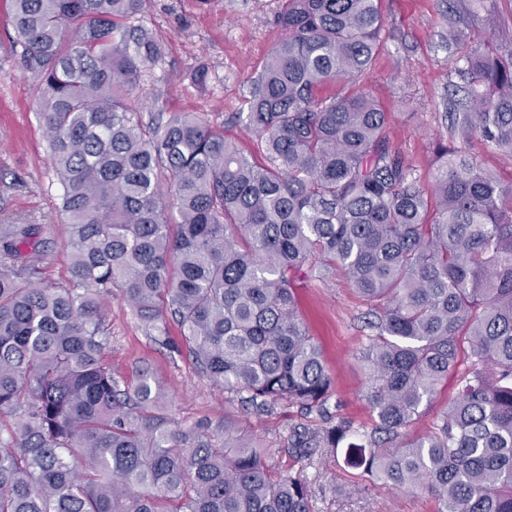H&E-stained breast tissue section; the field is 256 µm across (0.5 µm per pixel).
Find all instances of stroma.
Returning a JSON list of instances; mask_svg holds the SVG:
<instances>
[{
	"label": "stroma",
	"mask_w": 512,
	"mask_h": 512,
	"mask_svg": "<svg viewBox=\"0 0 512 512\" xmlns=\"http://www.w3.org/2000/svg\"><path fill=\"white\" fill-rule=\"evenodd\" d=\"M282 7V0H215L208 9L199 8L196 0H146L137 22L153 32L163 54L138 91L143 116L162 107L193 113L223 129L255 162L264 163L263 151L231 116L246 111L250 85L282 35L277 24ZM451 7L468 21L464 53L512 57V0H381L384 46L372 70L356 80L389 112L390 140L425 183L436 170L434 140L463 144L444 121L465 85L456 55L443 45L448 34L444 15ZM11 10V0H0V224L42 225L50 241L49 251L38 259L42 277L65 285L70 279L66 216L35 87L13 49ZM202 65L209 69V81L201 90L190 76ZM290 278L307 333L334 380L331 405L361 431L371 432L374 419L364 398L368 379L362 361V300L331 272L304 267ZM106 318L111 328L108 361L116 373L132 385L137 369L150 368L168 393L167 417L179 425L204 418L236 422L262 450L273 474H297L306 480L314 512H436L437 501L424 491L379 482L368 493H348L349 475L335 450L291 456L289 429L301 421L296 409L244 413L238 402L225 398L222 387L197 373L171 317L145 329L131 308L115 298Z\"/></svg>",
	"instance_id": "35a3bbf8"
}]
</instances>
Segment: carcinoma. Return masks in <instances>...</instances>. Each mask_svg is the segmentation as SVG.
Masks as SVG:
<instances>
[{"label": "carcinoma", "instance_id": "carcinoma-1", "mask_svg": "<svg viewBox=\"0 0 512 512\" xmlns=\"http://www.w3.org/2000/svg\"><path fill=\"white\" fill-rule=\"evenodd\" d=\"M143 3L12 0L72 252L68 287L28 261L0 268V512H312L306 481L272 479L234 423L176 425L149 370L133 386L112 370L114 297L147 326L170 314L198 373L245 412L321 416L318 431L291 428L289 453L343 448L357 488H424L437 512H512V185L440 141L426 186L373 97L322 94L373 66L378 0H286L237 116L263 167L198 116L146 122L134 108L162 54L132 23ZM445 21L458 50L465 18ZM463 60L450 130L512 157V62ZM40 233L0 224V251L43 253ZM304 265L342 269L368 306V436L330 412L333 380L288 277ZM462 338L471 371L457 399L408 437Z\"/></svg>", "mask_w": 512, "mask_h": 512}]
</instances>
